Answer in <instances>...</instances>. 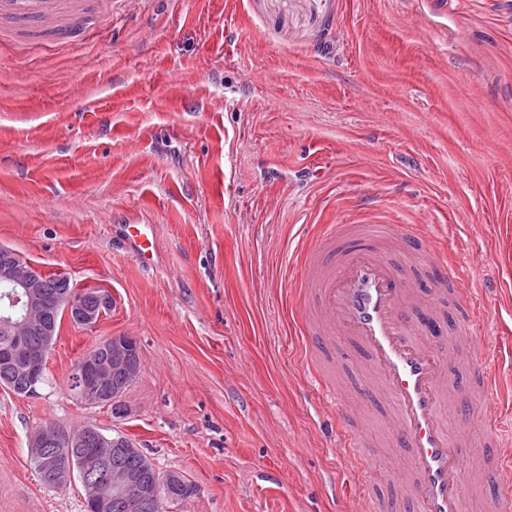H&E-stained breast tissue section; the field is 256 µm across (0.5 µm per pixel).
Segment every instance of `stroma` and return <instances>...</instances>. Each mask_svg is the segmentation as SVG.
I'll return each instance as SVG.
<instances>
[{"mask_svg": "<svg viewBox=\"0 0 512 512\" xmlns=\"http://www.w3.org/2000/svg\"><path fill=\"white\" fill-rule=\"evenodd\" d=\"M83 2L65 43L0 13V246L112 297L95 327L62 319L37 396L0 387V512H84L79 480L30 463L46 421L185 475L171 512H358L345 410L303 363L288 285L304 241L365 214L424 223L479 298L481 334L445 340L451 388L497 378L463 419L464 512H491L486 421L512 402V0ZM120 224L153 225V269ZM111 336L140 355L122 418L68 389ZM354 415L395 457L385 399Z\"/></svg>", "mask_w": 512, "mask_h": 512, "instance_id": "35a3bbf8", "label": "stroma"}]
</instances>
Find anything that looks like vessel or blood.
<instances>
[{
    "mask_svg": "<svg viewBox=\"0 0 512 512\" xmlns=\"http://www.w3.org/2000/svg\"><path fill=\"white\" fill-rule=\"evenodd\" d=\"M10 7L22 25L47 23L56 39L72 36L56 0H11ZM119 240L142 267H151V225H124ZM395 251L424 256L436 290L454 297L460 333L475 335L479 302L462 288L453 265L429 250L420 224H388L379 234L365 224H339L318 236L304 260L299 326L317 338L309 361L324 390L334 396L341 393L335 358L341 338L358 369L348 399L366 400L380 393L392 401V444L401 451L403 468H389L378 454L369 452L358 426H343L339 447L363 480L372 486L390 481L405 485L418 512H463L467 431L462 426L449 431L441 417L442 404L449 398L451 365L440 338L446 319L437 307H420L408 274L391 257ZM496 388L495 378L473 373L467 396L453 399L456 410H463L467 400L490 397Z\"/></svg>",
    "mask_w": 512,
    "mask_h": 512,
    "instance_id": "vessel-or-blood-1",
    "label": "vessel or blood"
}]
</instances>
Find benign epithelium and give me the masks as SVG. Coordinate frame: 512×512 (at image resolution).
Listing matches in <instances>:
<instances>
[{"instance_id": "benign-epithelium-1", "label": "benign epithelium", "mask_w": 512, "mask_h": 512, "mask_svg": "<svg viewBox=\"0 0 512 512\" xmlns=\"http://www.w3.org/2000/svg\"><path fill=\"white\" fill-rule=\"evenodd\" d=\"M40 276L41 273L17 253L5 247L0 249V332L10 337L3 348V356L27 376L30 394L37 392L35 366L38 360L49 356L51 348L49 343L38 350L25 347L28 336L47 331L48 307L41 294ZM108 302L109 298L100 291L86 289L69 298L67 312L76 324L92 328ZM129 345L130 339L125 336H111L97 343L93 354L75 369L72 392L88 404L116 405L118 399L108 397L106 381L121 375L131 377L132 368L124 354ZM83 443L98 447L96 452L82 458V472L87 479L86 495L92 507L103 505L102 489L112 486L133 495L145 508L178 499L173 493L175 479L172 477L168 478L163 490L158 485L145 484L133 475L112 471V436L93 428L75 434L47 421L31 437L30 457L44 481H63L66 478L64 464L52 448L63 444L79 448Z\"/></svg>"}]
</instances>
